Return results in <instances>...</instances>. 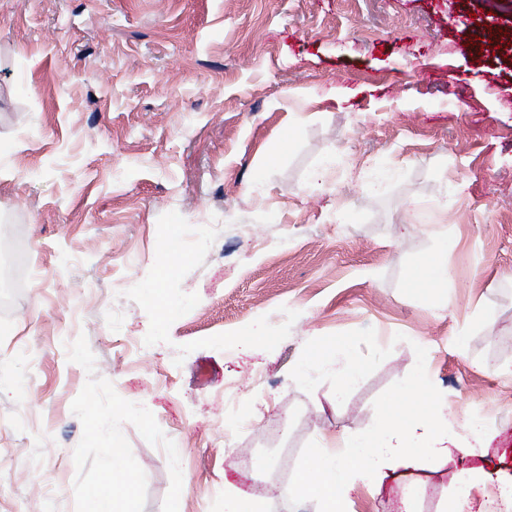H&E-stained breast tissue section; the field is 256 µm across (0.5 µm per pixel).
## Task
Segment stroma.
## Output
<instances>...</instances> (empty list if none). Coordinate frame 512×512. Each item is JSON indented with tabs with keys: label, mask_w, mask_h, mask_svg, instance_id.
<instances>
[{
	"label": "stroma",
	"mask_w": 512,
	"mask_h": 512,
	"mask_svg": "<svg viewBox=\"0 0 512 512\" xmlns=\"http://www.w3.org/2000/svg\"><path fill=\"white\" fill-rule=\"evenodd\" d=\"M500 45L512 0H0V241L21 275L0 310V512H75L82 335L174 442L179 512H224L231 488L259 512H318L288 502L304 445L368 429L424 346L449 412L490 437L358 483L348 512H403L408 485L443 512L473 470L469 512H488L512 481ZM439 253L455 276L417 300L410 277ZM157 277L176 308L150 302ZM315 337L362 368L342 400L331 371L297 373ZM121 430L161 512L167 453Z\"/></svg>",
	"instance_id": "stroma-1"
}]
</instances>
